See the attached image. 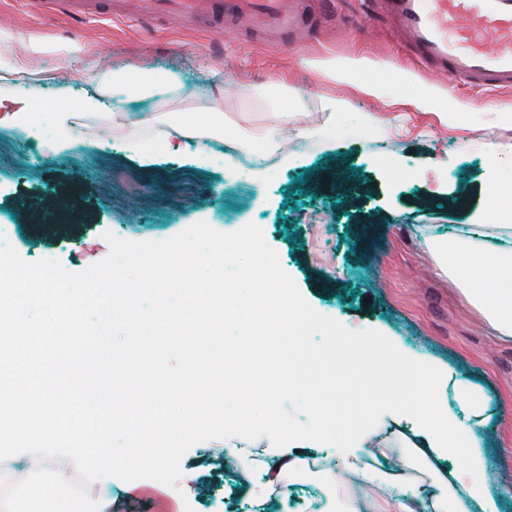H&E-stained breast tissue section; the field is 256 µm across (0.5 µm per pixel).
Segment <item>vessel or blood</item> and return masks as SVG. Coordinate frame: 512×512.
Here are the masks:
<instances>
[{
  "mask_svg": "<svg viewBox=\"0 0 512 512\" xmlns=\"http://www.w3.org/2000/svg\"><path fill=\"white\" fill-rule=\"evenodd\" d=\"M180 14L202 15L214 4L242 26L287 29L290 43L307 33L299 0H174ZM404 37L419 61L442 79L482 87H512V0H361Z\"/></svg>",
  "mask_w": 512,
  "mask_h": 512,
  "instance_id": "vessel-or-blood-1",
  "label": "vessel or blood"
}]
</instances>
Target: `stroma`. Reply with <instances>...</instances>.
<instances>
[{
	"mask_svg": "<svg viewBox=\"0 0 512 512\" xmlns=\"http://www.w3.org/2000/svg\"><path fill=\"white\" fill-rule=\"evenodd\" d=\"M332 17L310 16L311 41L291 45L246 40L227 28L222 42L203 28L166 20L87 19L42 15L28 0H0V29L48 44L29 54L23 43L0 44L38 77L11 89L0 105V225L28 262L54 258L80 272L107 257L105 233L130 241H164L204 221L222 233L258 225L281 268L320 313L352 330L374 329L398 349L441 366L486 400L477 436L485 458L512 485V343L496 341L465 288L479 287L487 255L463 254L452 264L455 286L437 265L436 248L465 224L496 223L498 193L488 174L512 185V90L468 83L450 86L418 63L396 29L365 22L358 0H332ZM361 56L366 70L352 81L331 80L304 66L312 57ZM161 77L177 74L165 94L104 99L116 112H154L173 123L209 125L212 98L222 97V134L196 147L188 140L143 158L148 127L90 119L76 103L94 85L91 68ZM232 77L235 88L224 85ZM381 86L382 97L364 92ZM430 110L416 107L420 93ZM346 103L329 118L323 98ZM44 105L48 142L7 121L20 102ZM73 114L78 138L58 146L54 115ZM292 125L323 127L321 136L283 139L267 156L264 131L274 113ZM236 156L235 170L225 159ZM362 191L354 207L318 182L335 173ZM76 188L78 226L64 233L39 223L47 199ZM239 438L193 445L180 461L190 475L183 490L156 480L94 482L90 497L109 490L124 512H342L371 488L339 487L326 505L316 483H283L280 495L255 498L265 472L232 464Z\"/></svg>",
	"mask_w": 512,
	"mask_h": 512,
	"instance_id": "stroma-1",
	"label": "stroma"
}]
</instances>
